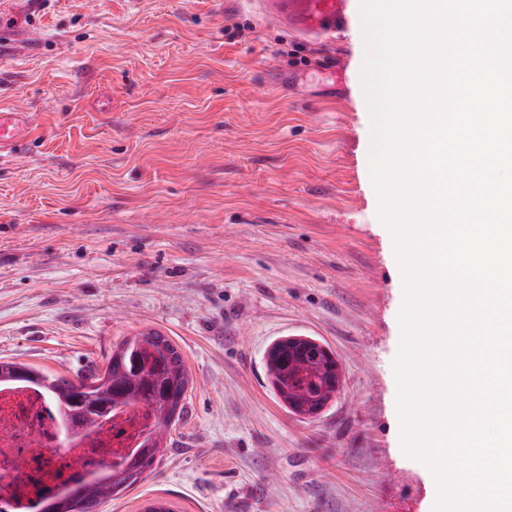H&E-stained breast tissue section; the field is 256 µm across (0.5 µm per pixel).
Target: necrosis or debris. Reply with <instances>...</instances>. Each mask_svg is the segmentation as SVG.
I'll list each match as a JSON object with an SVG mask.
<instances>
[{"label": "necrosis or debris", "instance_id": "obj_1", "mask_svg": "<svg viewBox=\"0 0 512 512\" xmlns=\"http://www.w3.org/2000/svg\"><path fill=\"white\" fill-rule=\"evenodd\" d=\"M146 411L115 409L92 436L64 439L56 403L40 387L0 384V512H39L43 493L63 495L109 474L141 443Z\"/></svg>", "mask_w": 512, "mask_h": 512}]
</instances>
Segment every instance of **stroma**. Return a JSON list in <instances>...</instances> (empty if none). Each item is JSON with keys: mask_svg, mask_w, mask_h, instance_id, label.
Returning a JSON list of instances; mask_svg holds the SVG:
<instances>
[{"mask_svg": "<svg viewBox=\"0 0 512 512\" xmlns=\"http://www.w3.org/2000/svg\"><path fill=\"white\" fill-rule=\"evenodd\" d=\"M34 31L40 53L0 57V106L32 119L0 157V361L73 378L154 328L190 375L167 451L103 512H433L396 409L403 277L359 12L317 48L258 0H41L15 26ZM336 53L344 70L320 68ZM287 335L342 365L317 417L267 384Z\"/></svg>", "mask_w": 512, "mask_h": 512, "instance_id": "1", "label": "stroma"}]
</instances>
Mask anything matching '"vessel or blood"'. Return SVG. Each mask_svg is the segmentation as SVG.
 Wrapping results in <instances>:
<instances>
[{"label": "vessel or blood", "mask_w": 512, "mask_h": 512, "mask_svg": "<svg viewBox=\"0 0 512 512\" xmlns=\"http://www.w3.org/2000/svg\"><path fill=\"white\" fill-rule=\"evenodd\" d=\"M40 0H0V53L22 51L37 53L44 44L40 35H31L26 42H18L5 35V18L17 11L36 12ZM349 0H262L263 17L289 30L303 40L313 43H331L341 38L348 28ZM29 129L26 114L0 107V154L13 149L23 140Z\"/></svg>", "instance_id": "1"}]
</instances>
